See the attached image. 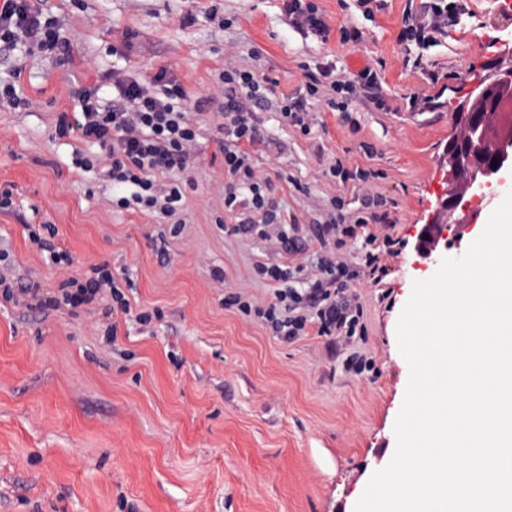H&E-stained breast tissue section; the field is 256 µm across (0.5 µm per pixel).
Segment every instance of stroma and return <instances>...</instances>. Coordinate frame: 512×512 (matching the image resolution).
<instances>
[{
	"label": "stroma",
	"mask_w": 512,
	"mask_h": 512,
	"mask_svg": "<svg viewBox=\"0 0 512 512\" xmlns=\"http://www.w3.org/2000/svg\"><path fill=\"white\" fill-rule=\"evenodd\" d=\"M314 2L322 36L293 28L282 0H49L71 56L0 52V81L27 100L0 101V187L13 192L0 209V275L52 292L104 265L133 310L110 342L111 298L75 315L0 304V512H354L390 462L409 378L396 325L414 281L438 268L415 244L453 185L445 151L461 133L458 105L491 62L512 59V0H458L464 14L419 68L405 63L415 43L399 38L409 0ZM346 29L360 40H343ZM368 66L381 77L375 97L341 112L340 94L323 85L307 105L309 132L277 110L257 113L251 162L272 180L293 244L233 232L218 145L224 70L266 73L291 96L323 69L347 80ZM162 67L184 87L198 131L188 169L156 178L161 188L186 185L170 217L117 207L131 190L111 181L104 150L55 133L60 112L80 109L75 90L97 75ZM414 92L423 97L415 106ZM204 99L209 107L197 110ZM81 157L94 159L92 170L77 166ZM337 161L368 180L334 177ZM506 190L512 173L485 189L474 226L449 224V257L463 256ZM370 200L398 241L378 284L361 239L315 237L331 218L367 215ZM42 224L55 225L72 264H52L32 241ZM330 260L356 274L348 295L363 310V335L312 326L288 342L224 305L230 293L273 300L256 264L293 268L300 290L325 279ZM140 311L150 323L136 321Z\"/></svg>",
	"instance_id": "obj_1"
}]
</instances>
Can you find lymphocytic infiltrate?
I'll list each match as a JSON object with an SVG mask.
<instances>
[{
  "mask_svg": "<svg viewBox=\"0 0 512 512\" xmlns=\"http://www.w3.org/2000/svg\"><path fill=\"white\" fill-rule=\"evenodd\" d=\"M46 3L47 0H0V43L8 49L24 45L51 54L69 53L70 44L61 39L56 20L47 16ZM459 14L460 9L452 0H424L419 12L406 15L400 37L428 49L436 45L438 34L457 21ZM222 80L224 138L219 149L228 175L224 210L238 216L233 227L235 233L251 235L259 226L278 221V207L270 196L272 184L269 179L256 175L247 152L248 146L260 141L254 114L269 105L267 97L259 92L268 78L252 71L228 69ZM112 86L116 96L105 106L98 102L97 86L78 89L81 110L75 117L60 113L56 133L58 137H74L105 150L111 162L112 181L133 188L130 197L118 199L119 207L126 208L135 202L146 208H159L164 215H173L183 200V187L171 185L160 198L153 177L185 170L189 164L197 131L185 120L186 92L163 70L150 77L145 85L137 78L128 77L113 80ZM254 272L260 278L279 283L273 302L264 307L255 306L231 294L224 300L226 306L265 319L273 332L289 341L305 335L310 323L322 335L354 336L359 317L344 295L348 271L343 262L329 263V280L315 281L302 293L287 287L288 272L279 265L259 264ZM106 291L111 293L118 310L130 315L129 301L103 266L81 278H65L53 294L44 293L35 284L17 289L0 279L1 301L14 303L23 294L42 310L63 306L77 309L90 305Z\"/></svg>",
  "mask_w": 512,
  "mask_h": 512,
  "instance_id": "lymphocytic-infiltrate-1",
  "label": "lymphocytic infiltrate"
}]
</instances>
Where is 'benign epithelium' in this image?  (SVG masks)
<instances>
[{
  "mask_svg": "<svg viewBox=\"0 0 512 512\" xmlns=\"http://www.w3.org/2000/svg\"><path fill=\"white\" fill-rule=\"evenodd\" d=\"M497 85L500 96L496 103L487 100L488 86L475 85L469 98L458 106L456 117L467 130V138H454L448 142L449 174L463 180L466 188L480 192L501 175L512 169V66L496 65L488 76ZM465 193L448 190L443 213L453 216L457 210H466ZM446 224H428L422 231L417 248L423 254L437 249L440 241L448 240Z\"/></svg>",
  "mask_w": 512,
  "mask_h": 512,
  "instance_id": "benign-epithelium-1",
  "label": "benign epithelium"
}]
</instances>
